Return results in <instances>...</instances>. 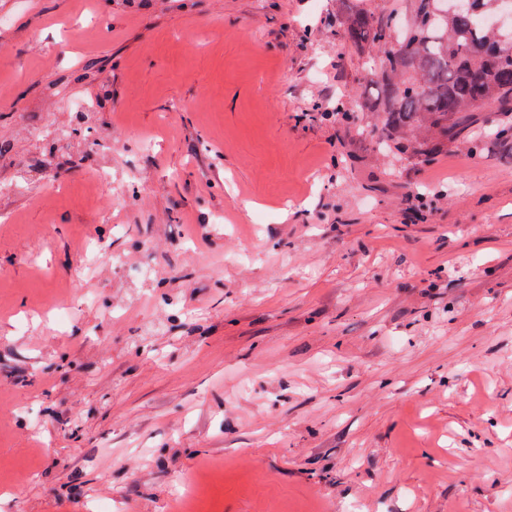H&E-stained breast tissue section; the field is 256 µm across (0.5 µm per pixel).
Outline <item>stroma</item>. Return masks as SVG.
Returning a JSON list of instances; mask_svg holds the SVG:
<instances>
[{
  "instance_id": "obj_1",
  "label": "stroma",
  "mask_w": 512,
  "mask_h": 512,
  "mask_svg": "<svg viewBox=\"0 0 512 512\" xmlns=\"http://www.w3.org/2000/svg\"><path fill=\"white\" fill-rule=\"evenodd\" d=\"M329 3L0 0V512H512V160L355 157Z\"/></svg>"
}]
</instances>
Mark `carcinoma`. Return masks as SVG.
Wrapping results in <instances>:
<instances>
[{"label": "carcinoma", "instance_id": "obj_1", "mask_svg": "<svg viewBox=\"0 0 512 512\" xmlns=\"http://www.w3.org/2000/svg\"><path fill=\"white\" fill-rule=\"evenodd\" d=\"M335 0L336 32L378 59L377 97L352 80L347 112L374 157L427 167L448 148L512 158V0Z\"/></svg>", "mask_w": 512, "mask_h": 512}]
</instances>
